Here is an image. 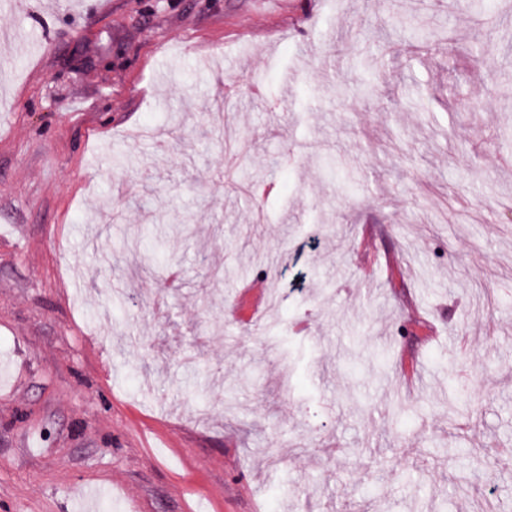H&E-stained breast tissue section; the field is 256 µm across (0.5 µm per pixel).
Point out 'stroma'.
<instances>
[{
	"label": "stroma",
	"instance_id": "obj_1",
	"mask_svg": "<svg viewBox=\"0 0 512 512\" xmlns=\"http://www.w3.org/2000/svg\"><path fill=\"white\" fill-rule=\"evenodd\" d=\"M509 9L0 0V512H512Z\"/></svg>",
	"mask_w": 512,
	"mask_h": 512
}]
</instances>
